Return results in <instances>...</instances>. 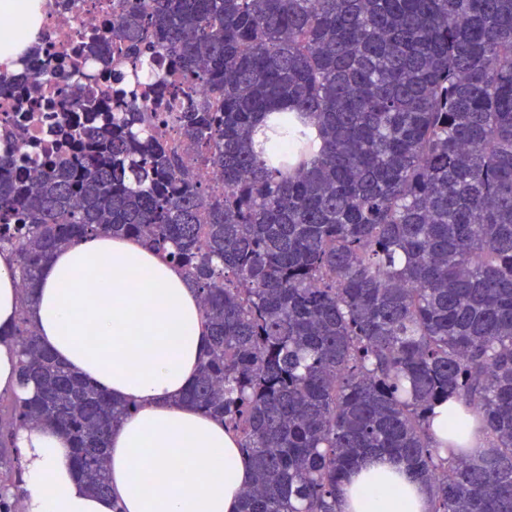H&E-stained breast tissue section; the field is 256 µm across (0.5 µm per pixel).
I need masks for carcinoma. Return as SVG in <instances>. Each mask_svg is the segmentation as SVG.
I'll return each mask as SVG.
<instances>
[{"label":"carcinoma","mask_w":512,"mask_h":512,"mask_svg":"<svg viewBox=\"0 0 512 512\" xmlns=\"http://www.w3.org/2000/svg\"><path fill=\"white\" fill-rule=\"evenodd\" d=\"M152 2L120 0L112 47L95 29L86 47L168 60L161 107L145 92L82 130L71 114L103 111L98 88L46 70L56 158L0 152V252L24 295L93 233L184 269L209 330L184 401L239 437L242 512H339L343 479L381 456L433 486L431 512H512V0ZM167 115L177 147L151 131ZM9 338L36 394L0 408V512H16L21 427L64 433L109 493L129 407L27 317ZM442 402L448 459L429 427Z\"/></svg>","instance_id":"carcinoma-1"}]
</instances>
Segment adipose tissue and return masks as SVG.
<instances>
[{
    "mask_svg": "<svg viewBox=\"0 0 512 512\" xmlns=\"http://www.w3.org/2000/svg\"><path fill=\"white\" fill-rule=\"evenodd\" d=\"M4 43L29 48L42 0H0ZM27 316L41 341L131 414L109 436L108 495L76 474L67 438L48 427L15 436L24 468L22 512H240L252 471L221 419L182 402L206 334L184 271L141 241L98 233L58 251L23 305L19 276L0 254V330ZM341 512H430L432 490L389 459L361 463L340 487Z\"/></svg>",
    "mask_w": 512,
    "mask_h": 512,
    "instance_id": "adipose-tissue-1",
    "label": "adipose tissue"
}]
</instances>
